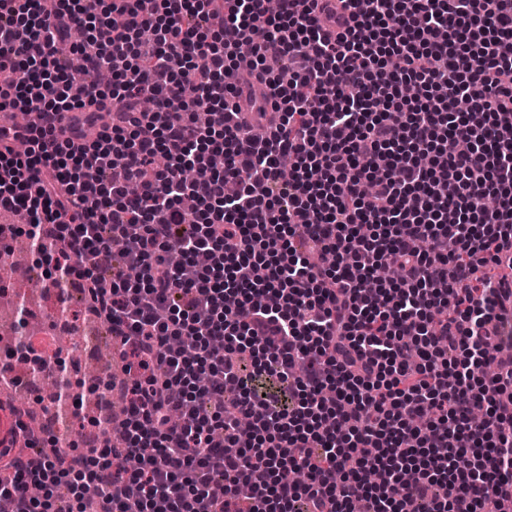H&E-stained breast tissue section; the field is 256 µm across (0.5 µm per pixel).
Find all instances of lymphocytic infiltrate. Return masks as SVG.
Segmentation results:
<instances>
[{
  "instance_id": "lymphocytic-infiltrate-1",
  "label": "lymphocytic infiltrate",
  "mask_w": 512,
  "mask_h": 512,
  "mask_svg": "<svg viewBox=\"0 0 512 512\" xmlns=\"http://www.w3.org/2000/svg\"><path fill=\"white\" fill-rule=\"evenodd\" d=\"M0 0V245L112 326L120 445L18 420L13 512H499L512 490V0ZM87 32L95 53H60ZM280 121L228 110L238 50ZM111 70L101 86L95 76ZM112 102L85 149L75 93ZM293 160L282 178V156ZM495 206H486L487 198ZM307 474L296 481L295 471ZM86 111H95L97 113L99 117L97 126L90 127L88 125H81ZM103 111L105 110L93 108L89 110L76 109L72 112H62L54 121L55 132L56 134H62L65 139H70L75 145H88L98 132V127L102 125L100 115Z\"/></svg>"
}]
</instances>
